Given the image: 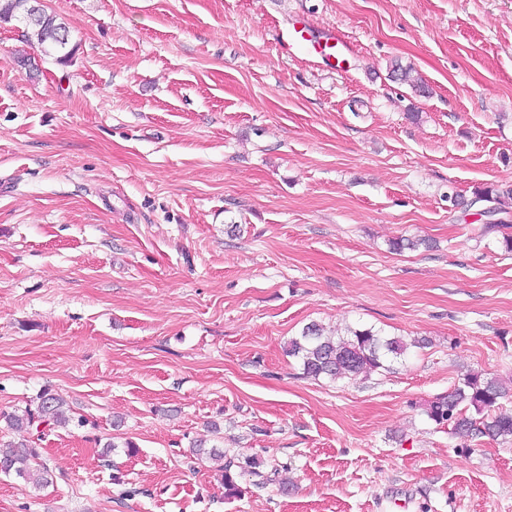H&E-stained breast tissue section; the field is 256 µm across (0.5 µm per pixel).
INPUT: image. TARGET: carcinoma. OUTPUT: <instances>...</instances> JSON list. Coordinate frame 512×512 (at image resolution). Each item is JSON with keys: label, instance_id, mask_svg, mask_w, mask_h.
Wrapping results in <instances>:
<instances>
[{"label": "carcinoma", "instance_id": "1", "mask_svg": "<svg viewBox=\"0 0 512 512\" xmlns=\"http://www.w3.org/2000/svg\"><path fill=\"white\" fill-rule=\"evenodd\" d=\"M17 21L24 26V36L30 45L56 63H72L76 46L69 45L66 24L47 13L37 0H0V23ZM474 202H485L484 211L491 215L512 212V186L486 185L474 192ZM430 248L422 238H397L390 242V250L402 253ZM409 343L400 336H386L372 327H346L344 332L327 335L316 323L306 326L301 335L288 342L287 353L298 359L303 374L308 377H327L332 380L375 372L406 353ZM512 399V381L496 376L469 373L452 391L440 395L426 409L429 420L437 425L451 427L452 434L461 439L490 437L512 442V413L500 408V401ZM9 425L29 434L42 435L43 430L67 427L72 423L85 425L86 420L74 419L72 410L62 396L47 388L37 397L35 409L26 408L6 415ZM38 458L35 441L27 440L0 448V473L13 474L36 487L48 483V470L42 465L34 470L31 461ZM261 461L247 458L233 459L224 464L220 483L224 496L242 494L238 478L249 474L262 483L275 481L278 470L260 471Z\"/></svg>", "mask_w": 512, "mask_h": 512}]
</instances>
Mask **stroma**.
Masks as SVG:
<instances>
[{
	"label": "stroma",
	"mask_w": 512,
	"mask_h": 512,
	"mask_svg": "<svg viewBox=\"0 0 512 512\" xmlns=\"http://www.w3.org/2000/svg\"><path fill=\"white\" fill-rule=\"evenodd\" d=\"M43 7L70 66L0 24V442L46 387L85 424L43 436L44 490L0 475V512H512V443L424 413L512 379V213L485 235L470 205L512 184V0ZM312 322L410 347L314 380L285 352ZM226 457L287 469L228 499ZM304 29L295 30L291 38V44L295 46H306L313 49L316 53L321 54L327 61L331 59L336 60V50L343 54L346 45L336 38V34L329 33L326 37L320 40H313L304 35ZM341 45L342 47H340Z\"/></svg>",
	"instance_id": "stroma-1"
}]
</instances>
